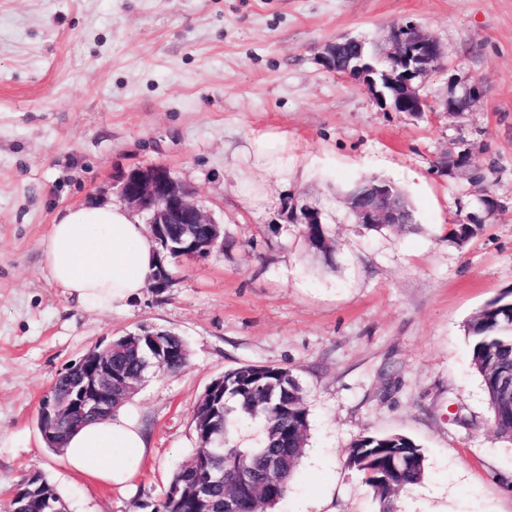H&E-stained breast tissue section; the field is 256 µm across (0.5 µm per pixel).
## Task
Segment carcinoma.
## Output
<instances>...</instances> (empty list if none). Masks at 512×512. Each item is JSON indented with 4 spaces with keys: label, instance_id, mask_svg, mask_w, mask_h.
<instances>
[{
    "label": "carcinoma",
    "instance_id": "obj_1",
    "mask_svg": "<svg viewBox=\"0 0 512 512\" xmlns=\"http://www.w3.org/2000/svg\"><path fill=\"white\" fill-rule=\"evenodd\" d=\"M311 250L329 256L325 224H308ZM472 360L483 378L497 431L512 436V397L496 389V375L512 369V300L494 298L469 323ZM166 353L157 370L177 373L188 362L189 350L179 336H161ZM155 348L148 336L114 341L112 366L127 381L139 383L148 372L146 361ZM259 421L260 446L232 443L235 422ZM197 447L172 475L155 512H266L289 492L307 444L308 409L302 389L289 369L244 364L224 372L206 388L193 413ZM347 465L360 474L380 504V512H395V494L420 483L426 474L422 449L402 434H367L347 451Z\"/></svg>",
    "mask_w": 512,
    "mask_h": 512
}]
</instances>
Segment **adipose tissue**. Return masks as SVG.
I'll return each instance as SVG.
<instances>
[{
	"instance_id": "adipose-tissue-1",
	"label": "adipose tissue",
	"mask_w": 512,
	"mask_h": 512,
	"mask_svg": "<svg viewBox=\"0 0 512 512\" xmlns=\"http://www.w3.org/2000/svg\"><path fill=\"white\" fill-rule=\"evenodd\" d=\"M155 242L129 210L112 204H78L61 211L43 243L47 278L91 311L121 312L146 287ZM149 443L137 414L116 416L74 430L63 447L77 475L93 484L126 488L136 479Z\"/></svg>"
}]
</instances>
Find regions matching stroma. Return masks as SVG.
Segmentation results:
<instances>
[{"label":"stroma","instance_id":"stroma-1","mask_svg":"<svg viewBox=\"0 0 512 512\" xmlns=\"http://www.w3.org/2000/svg\"><path fill=\"white\" fill-rule=\"evenodd\" d=\"M412 20L444 57L429 108L390 112L329 71L326 43L373 47ZM478 83L469 110L450 84ZM268 134L310 170L275 175L242 148ZM469 149L482 178L438 172ZM161 164L224 226V244L171 261L164 293L121 313L67 298L41 268L58 212L120 203L115 173ZM386 180L417 228L368 231L345 206L352 186ZM267 199L254 201L256 188ZM499 210L467 242L452 229ZM317 207L332 262L306 246L285 198ZM512 292V0H0V512L42 472L68 512H151L196 446L205 388L243 364L288 368L309 409L307 446L278 512H379L346 450L365 432L403 434L427 473L397 512H512V441L500 437L467 325ZM150 326L181 336V372H150L130 404L150 436L134 487L71 474L46 447L39 405L89 349ZM480 94L479 86L474 83L472 85L463 83L461 91L456 93L455 89L451 92V96L445 100L446 112L452 115H461L476 100Z\"/></svg>","mask_w":512,"mask_h":512}]
</instances>
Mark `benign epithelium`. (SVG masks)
Returning a JSON list of instances; mask_svg holds the SVG:
<instances>
[{
  "label": "benign epithelium",
  "mask_w": 512,
  "mask_h": 512,
  "mask_svg": "<svg viewBox=\"0 0 512 512\" xmlns=\"http://www.w3.org/2000/svg\"><path fill=\"white\" fill-rule=\"evenodd\" d=\"M442 50L438 42L414 22L394 26L383 49L385 66L378 68L358 53L346 69V76L364 87L382 105L390 104L395 112L424 111L427 98L422 94L426 79L439 68ZM480 94L477 84H462L461 91L451 92L445 100L446 112L461 115ZM122 200L143 214L150 234L158 244L156 269L150 287L162 293L169 288L171 274L166 261L175 257H199L224 244V226L215 221L195 199L194 192L184 185L166 166L151 165L123 171L115 177ZM347 208L357 224H405L407 215L391 185L371 181L357 198L346 200ZM283 210L294 224H320L319 210L294 198L283 202ZM167 224H206L208 239L202 245L192 237L171 240ZM78 382L52 390L39 408L38 425L43 439L54 437L50 429L56 419L100 416L112 412V392L127 382L112 375V344L108 343L91 360L79 361Z\"/></svg>",
  "instance_id": "7a95c632"
}]
</instances>
